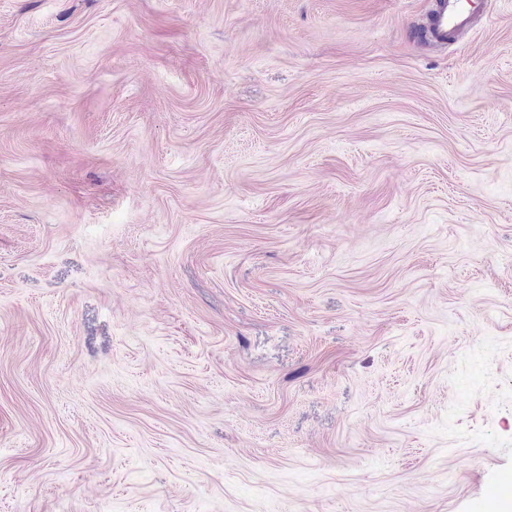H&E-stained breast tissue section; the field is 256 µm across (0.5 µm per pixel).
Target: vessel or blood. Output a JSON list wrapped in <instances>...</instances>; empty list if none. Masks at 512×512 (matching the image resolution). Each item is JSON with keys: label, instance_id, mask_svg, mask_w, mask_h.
Masks as SVG:
<instances>
[{"label": "vessel or blood", "instance_id": "vessel-or-blood-1", "mask_svg": "<svg viewBox=\"0 0 512 512\" xmlns=\"http://www.w3.org/2000/svg\"><path fill=\"white\" fill-rule=\"evenodd\" d=\"M487 10V0H434L423 38L434 46L456 43Z\"/></svg>", "mask_w": 512, "mask_h": 512}]
</instances>
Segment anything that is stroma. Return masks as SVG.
I'll return each instance as SVG.
<instances>
[{"mask_svg": "<svg viewBox=\"0 0 512 512\" xmlns=\"http://www.w3.org/2000/svg\"><path fill=\"white\" fill-rule=\"evenodd\" d=\"M489 2L0 0V512H503ZM487 11V0H434L422 37L434 46L455 44L474 20Z\"/></svg>", "mask_w": 512, "mask_h": 512, "instance_id": "1", "label": "stroma"}]
</instances>
